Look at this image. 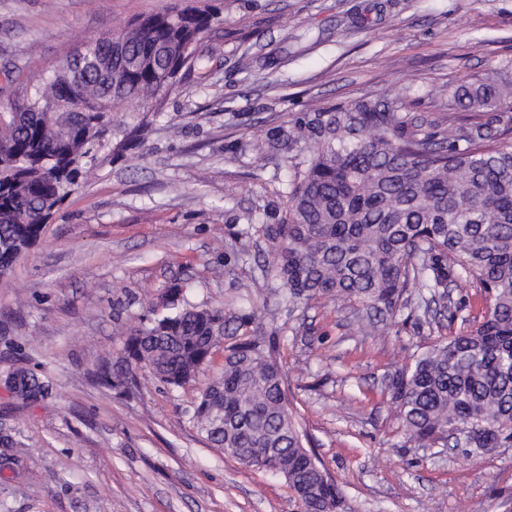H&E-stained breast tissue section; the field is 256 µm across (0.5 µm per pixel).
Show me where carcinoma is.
<instances>
[{
	"mask_svg": "<svg viewBox=\"0 0 512 512\" xmlns=\"http://www.w3.org/2000/svg\"><path fill=\"white\" fill-rule=\"evenodd\" d=\"M217 19L210 9L138 19L107 50L87 42L74 72L53 71L10 105L9 137L0 141V277L22 244L36 243L94 156L119 127L112 112L151 97L164 100L182 70L201 66L200 34ZM80 88L78 112L59 116L48 101ZM512 96V85L480 83L449 94L474 114L448 113V127L426 132L391 107L357 100L334 112H306L294 127L309 156L286 192L279 224L260 232L283 296L295 304L331 297L355 301L393 319L410 288L431 301L450 282L479 284L487 311L475 329L452 335L385 382L407 439L425 447L458 425L472 448L512 446V127L491 131L478 110ZM124 337L100 385L122 394L137 371L181 388L226 346L224 370L194 409L206 439L247 467L263 468L255 448H274L288 463V486L305 489L303 512H343L336 484L319 481L314 453L290 410L285 375L260 341L237 338L248 314L189 303L170 289L164 312ZM11 393L26 404L47 398L53 380L14 369ZM0 459L21 466L25 449L7 438Z\"/></svg>",
	"mask_w": 512,
	"mask_h": 512,
	"instance_id": "cac0c4a2",
	"label": "carcinoma"
}]
</instances>
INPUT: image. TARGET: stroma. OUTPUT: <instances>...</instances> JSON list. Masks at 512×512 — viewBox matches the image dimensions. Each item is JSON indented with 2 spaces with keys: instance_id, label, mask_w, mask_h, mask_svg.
I'll return each instance as SVG.
<instances>
[{
  "instance_id": "1",
  "label": "stroma",
  "mask_w": 512,
  "mask_h": 512,
  "mask_svg": "<svg viewBox=\"0 0 512 512\" xmlns=\"http://www.w3.org/2000/svg\"><path fill=\"white\" fill-rule=\"evenodd\" d=\"M204 2L220 6L198 44L206 74L160 113L115 112L121 125L145 124L142 138L105 149L0 277V373L20 366L56 382L35 406L0 385V437L28 447L23 469L0 467V512H301L283 478L225 455L192 420L223 351L181 388L144 373L123 396L96 383L124 333L177 284L233 313L250 301L246 333L283 368L293 415L347 512H512V447H418L383 387L482 321L479 288L451 287L448 310L407 306L377 334L354 303L280 306L266 239L246 249L238 239L285 215L293 166L308 153L288 134L300 114L365 99L443 128L441 89L512 82V0ZM186 3L0 0V109L84 43Z\"/></svg>"
}]
</instances>
